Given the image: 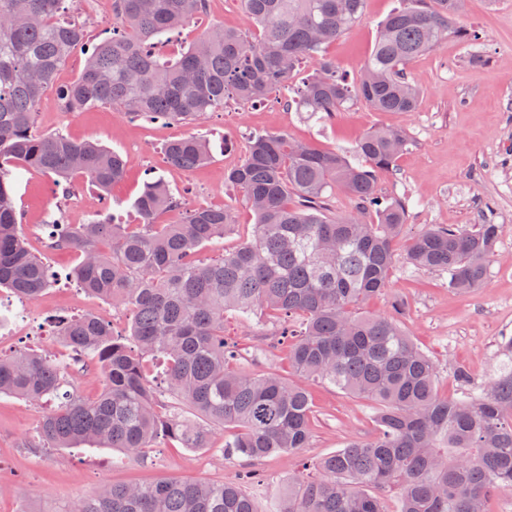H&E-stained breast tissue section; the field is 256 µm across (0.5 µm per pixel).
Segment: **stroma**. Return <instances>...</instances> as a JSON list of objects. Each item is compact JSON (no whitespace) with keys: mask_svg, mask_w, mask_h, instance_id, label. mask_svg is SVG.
Segmentation results:
<instances>
[{"mask_svg":"<svg viewBox=\"0 0 512 512\" xmlns=\"http://www.w3.org/2000/svg\"><path fill=\"white\" fill-rule=\"evenodd\" d=\"M399 5L400 0H367L363 20L329 44L324 57L355 76L372 50L379 23ZM62 19L84 26L85 38L60 65L53 87L38 103L34 128L40 134L60 132L77 141L99 142L123 154L127 167L104 199L86 179H73L65 193L49 175L18 168L14 195L22 232L57 279L33 300L0 290V356L34 350L72 364L73 352L51 323L55 315L94 313L111 321L116 334L124 336L130 330L129 311L92 298L69 278L78 255L49 248L48 219L83 224L99 211L134 223L132 204L144 181L155 177L173 189L184 207L232 209L237 222L224 237L225 248L232 249L250 237L255 219L243 191L225 183L224 174L243 160L253 135L284 133L335 150L353 148L363 133L388 127L403 129L408 136L392 171L376 181L381 196L409 202L397 250L433 225L501 224L505 231L489 259L482 288L457 293L449 290L447 274L400 262L386 294L369 300L363 310L386 313L395 296L406 302L404 327L435 360L440 396H457L456 366L470 371L475 389L493 375L498 346L512 336V0H468L460 23L478 31V40L447 39L410 63L411 77L421 88L416 111L378 112L356 102L322 123L290 109L284 86L253 105L226 101L222 110L189 124L133 120L108 105L66 111L58 89L79 76L92 46L111 28L112 0H69ZM218 27L248 29L238 0H208L205 10L177 35L162 36L159 49L168 55L178 53ZM186 136L203 139L210 149L208 163L191 171L169 165L163 152L168 141ZM280 330L279 323L255 314L226 317L227 337L249 353L248 370L290 378L294 371L288 358L275 347ZM312 395L315 418L308 448L294 457L275 453L251 460L224 457L220 438L205 450L164 441L130 459L109 448H40L36 431L46 405L0 397V512H20L26 502L47 496L59 501L89 497L105 484L169 478L229 482L245 470L259 477L249 487L251 494L262 499L282 496L289 473L301 463L316 462L350 439H369L376 429L371 401L323 384L313 385Z\"/></svg>","mask_w":512,"mask_h":512,"instance_id":"35a3bbf8","label":"stroma"}]
</instances>
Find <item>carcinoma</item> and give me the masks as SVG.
<instances>
[{
	"label": "carcinoma",
	"instance_id": "carcinoma-1",
	"mask_svg": "<svg viewBox=\"0 0 512 512\" xmlns=\"http://www.w3.org/2000/svg\"><path fill=\"white\" fill-rule=\"evenodd\" d=\"M67 0H0V287L30 299L52 286L48 266L27 247L14 199L18 167L70 184L88 179L100 193L126 171L124 158L96 142L62 133L37 134L33 113L55 73L84 37L63 23ZM207 0H113L112 36L94 45L77 79L59 91L72 111L108 105L132 118L189 123L224 102L263 100L308 59L315 72L288 104L323 121L355 101L379 112H412L420 90L408 65L450 36L465 0H402L377 29L356 79L319 57L364 15L365 0H240L256 32L216 29L175 60L155 55L151 40L174 32ZM406 145L398 129H374L352 150L328 151L283 133L252 137L247 155L225 179L242 189L255 216L250 239L224 249L236 223L228 208L185 210L173 224L158 217L182 207L162 181L147 183L133 202L136 224L91 219L48 223L53 247L81 257L72 276L82 289L132 311L130 342L95 315L57 317V336L76 362L100 371L99 394L68 390V367L20 351L0 356V396L57 401L39 421L42 448L75 444L136 456L161 440L209 448L224 430V456L295 455L308 447L314 419L310 382H322L376 404V432L321 458V475L288 478L272 512H488L492 495L512 493V339L498 370L475 393L471 374L454 371L458 398L437 393V366L405 331L407 304L368 315L361 305L383 293L396 263L394 241L406 203L376 192L377 175L392 168ZM168 162L193 170L208 159L205 143L187 136L164 146ZM350 200L341 216L326 213L336 190ZM296 196L300 204L289 205ZM374 220L367 221L368 214ZM501 224L432 226L415 234L404 263L448 274V288H479ZM112 243V252L101 250ZM209 249L218 258L202 262ZM230 311H260L282 325L296 379L255 374L245 353L226 340ZM186 405L196 414L179 412ZM187 482L104 485L61 507L44 500L22 512H262L242 483ZM398 494L391 510L387 493Z\"/></svg>",
	"mask_w": 512,
	"mask_h": 512
}]
</instances>
